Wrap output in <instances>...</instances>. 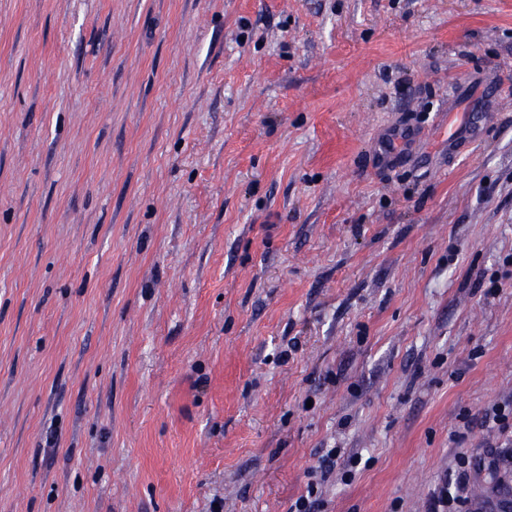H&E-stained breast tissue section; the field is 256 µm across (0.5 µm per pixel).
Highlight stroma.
<instances>
[{"label":"stroma","instance_id":"stroma-1","mask_svg":"<svg viewBox=\"0 0 512 512\" xmlns=\"http://www.w3.org/2000/svg\"><path fill=\"white\" fill-rule=\"evenodd\" d=\"M511 396L512 0H0V512H425Z\"/></svg>","mask_w":512,"mask_h":512}]
</instances>
